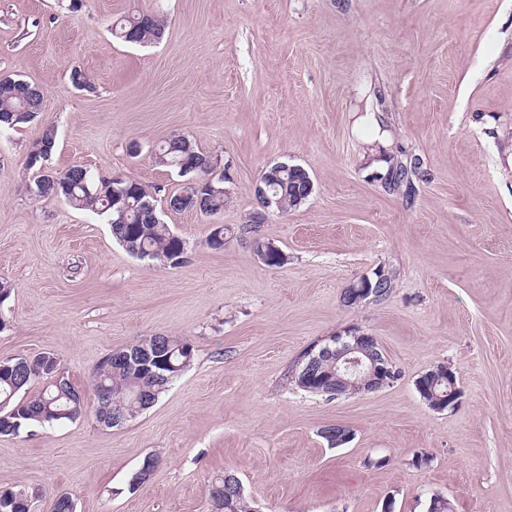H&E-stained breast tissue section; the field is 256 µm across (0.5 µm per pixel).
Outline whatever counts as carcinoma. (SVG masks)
Instances as JSON below:
<instances>
[{"label": "carcinoma", "instance_id": "1", "mask_svg": "<svg viewBox=\"0 0 512 512\" xmlns=\"http://www.w3.org/2000/svg\"><path fill=\"white\" fill-rule=\"evenodd\" d=\"M112 35L128 43L153 45L161 42L166 35V22L159 14L146 12L122 19L112 25ZM15 86L0 85V133L27 124L41 113L43 93L35 84L16 78ZM155 159L164 165L178 168L199 167L206 163L208 156L199 151L185 136L173 134L154 152ZM42 160L27 156L26 166L34 170L33 179L28 184V193L36 200L58 198L76 209L88 210L104 215L111 227L112 237L131 255L148 261H164L179 257L183 239L174 234L169 225L161 219L154 198L144 186L130 178L121 186V198L112 197V191L98 189L93 174H84L83 167L72 166L63 172L41 170ZM276 186L279 196L285 198L283 209L299 206L297 199H307L303 193L304 180L300 175L280 173ZM169 209L224 211V195L211 191L196 190L194 186H181L167 198ZM157 344L170 355L175 367L163 370V376L152 382L148 402L138 400L137 390L144 382V376L134 363L102 362L97 368L92 386L98 397L96 406H101L99 397L106 396L112 411L126 414L130 419L137 418L152 407L160 395L185 370L181 363L185 359L182 350L191 349L187 340L180 336L159 335ZM24 358H11L0 362V404L6 410L18 409L25 414L17 435L31 425L51 427L65 421H73L84 413L82 401L72 399L66 387L54 384L38 396L26 400H16V395L38 374L22 372ZM208 496L214 512H252L250 502L240 481L231 473L215 479L208 487ZM36 497L33 489L18 487L0 492V512H30L26 504Z\"/></svg>", "mask_w": 512, "mask_h": 512}]
</instances>
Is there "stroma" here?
I'll return each mask as SVG.
<instances>
[{"label": "stroma", "instance_id": "obj_1", "mask_svg": "<svg viewBox=\"0 0 512 512\" xmlns=\"http://www.w3.org/2000/svg\"><path fill=\"white\" fill-rule=\"evenodd\" d=\"M0 0V75L43 92L42 113L0 137V359L49 353L81 393L76 421L0 435V491L69 494L76 512H210L230 472L255 512H512V0ZM163 15L156 46L114 22ZM92 91L74 89L72 67ZM47 162L141 183L187 247L171 265L131 256L104 219L32 199L25 166L45 123ZM188 136L219 158L222 213L168 210L182 180L152 147ZM306 169L312 195L261 209L262 169ZM409 167L408 182L389 172ZM233 228L222 249L214 225ZM285 265L266 266L255 241ZM383 299L348 306L361 276ZM357 329L399 372L338 398L288 380L311 345ZM180 336L189 367L135 420L94 418L93 375L142 337ZM451 367L455 408L417 379ZM342 425L333 448L323 429ZM157 464L132 487L145 457Z\"/></svg>", "mask_w": 512, "mask_h": 512}]
</instances>
